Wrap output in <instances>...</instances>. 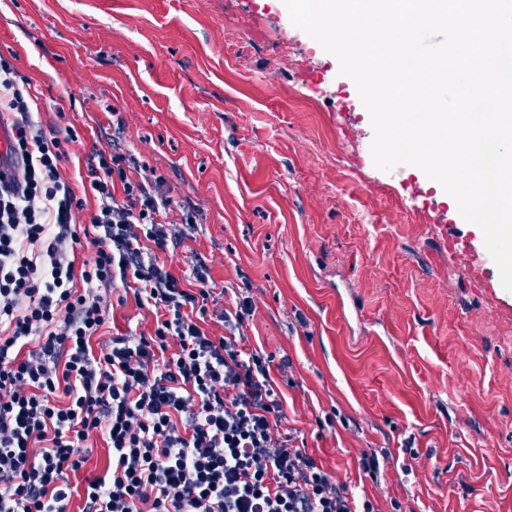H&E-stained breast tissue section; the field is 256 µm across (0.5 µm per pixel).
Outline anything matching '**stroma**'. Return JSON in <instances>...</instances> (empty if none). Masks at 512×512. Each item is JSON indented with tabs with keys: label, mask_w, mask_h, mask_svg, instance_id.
Segmentation results:
<instances>
[{
	"label": "stroma",
	"mask_w": 512,
	"mask_h": 512,
	"mask_svg": "<svg viewBox=\"0 0 512 512\" xmlns=\"http://www.w3.org/2000/svg\"><path fill=\"white\" fill-rule=\"evenodd\" d=\"M0 55L76 129L72 184L114 149L163 177L170 222L198 211L163 259L203 260L220 305L247 290L246 343L332 481L380 512H512V293L417 167L375 166L355 83L283 0H0ZM89 444L69 512L112 456Z\"/></svg>",
	"instance_id": "1"
}]
</instances>
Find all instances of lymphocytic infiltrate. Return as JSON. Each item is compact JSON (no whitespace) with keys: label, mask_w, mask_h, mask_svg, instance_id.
<instances>
[{"label":"lymphocytic infiltrate","mask_w":512,"mask_h":512,"mask_svg":"<svg viewBox=\"0 0 512 512\" xmlns=\"http://www.w3.org/2000/svg\"><path fill=\"white\" fill-rule=\"evenodd\" d=\"M34 102L0 55L14 160L0 171V512H67L94 433L112 459L82 512H379L282 431L270 361L238 335L252 299L218 311L227 333L210 336L207 268L186 288L159 264L182 239L170 197L150 192L132 156L104 150L75 193L60 168L77 133L45 127ZM88 195L95 252L81 261L73 215ZM130 299L156 309L152 334L94 350L111 303Z\"/></svg>","instance_id":"1"}]
</instances>
